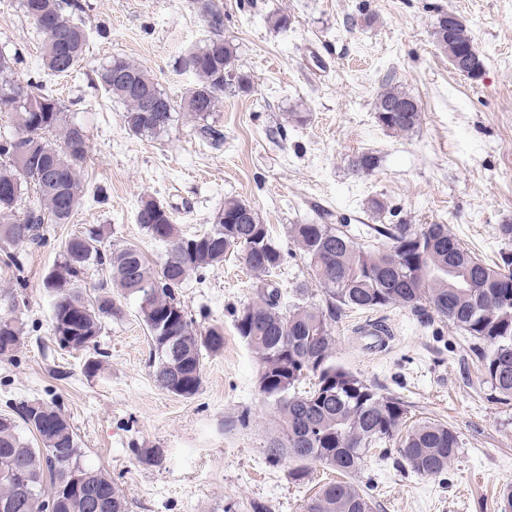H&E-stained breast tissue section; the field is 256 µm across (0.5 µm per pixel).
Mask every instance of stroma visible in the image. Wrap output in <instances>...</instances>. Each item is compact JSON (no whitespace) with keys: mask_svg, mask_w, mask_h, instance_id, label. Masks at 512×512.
<instances>
[{"mask_svg":"<svg viewBox=\"0 0 512 512\" xmlns=\"http://www.w3.org/2000/svg\"><path fill=\"white\" fill-rule=\"evenodd\" d=\"M73 19L88 33L77 75L41 68L43 38L20 7L0 0V49L19 54L13 81L43 83L87 135L85 193L68 224L43 225L40 242L19 245L23 271L0 262V314L19 320L21 344L0 359V414L23 401L59 409L72 424L84 465L100 468L122 489L129 512H302L332 473L312 465L308 483H293L295 461L265 458L272 410L256 388L258 363L235 329L236 313L256 286L235 256L188 277L178 298L199 328H224V348L204 354L202 387L189 399L162 390L148 365L151 339L138 303L122 302L104 322L101 365L88 351L52 343L53 298L43 278L60 261L65 240L96 227L108 244L139 248L153 266L166 255L135 221L150 196L173 213L182 234L210 230L225 199L248 202L280 245L291 224H444L484 260L497 254L498 227L512 224V0H213L223 36L253 87L226 90L207 119L179 115L150 137L124 125L123 103L98 72L112 57L134 61L173 100L193 87L188 54L211 36L198 0H79ZM288 13L275 30L269 14ZM462 16L485 67L480 79L458 74L431 31L444 12ZM403 87L422 108L419 126L393 133L380 126L374 101L386 84ZM308 113L302 124L290 110ZM223 133L215 142L200 129ZM372 154V172L351 161ZM105 191L98 201L97 191ZM383 200L375 216L368 203ZM383 321L384 345L362 328ZM336 362L393 393L412 419L450 426L462 448L447 472L415 474L372 455L361 481L376 512H499L498 493L512 483V405L495 403L462 333L406 308L345 311L336 321ZM248 414V425L237 424ZM159 452L158 463L136 449Z\"/></svg>","mask_w":512,"mask_h":512,"instance_id":"obj_1","label":"stroma"}]
</instances>
